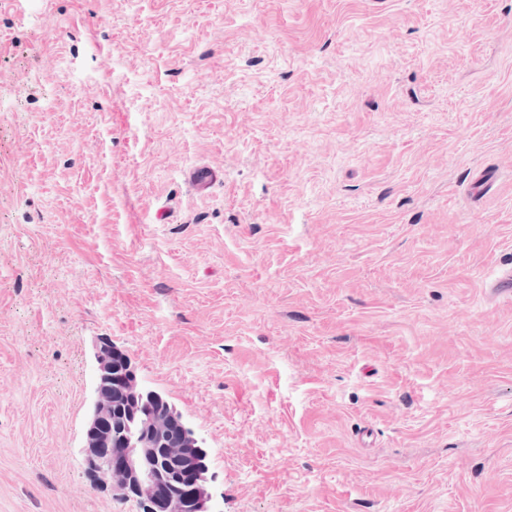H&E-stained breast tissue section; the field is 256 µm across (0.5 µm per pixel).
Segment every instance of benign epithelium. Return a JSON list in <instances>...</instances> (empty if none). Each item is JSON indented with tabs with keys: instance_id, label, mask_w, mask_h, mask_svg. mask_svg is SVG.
<instances>
[{
	"instance_id": "obj_1",
	"label": "benign epithelium",
	"mask_w": 512,
	"mask_h": 512,
	"mask_svg": "<svg viewBox=\"0 0 512 512\" xmlns=\"http://www.w3.org/2000/svg\"><path fill=\"white\" fill-rule=\"evenodd\" d=\"M115 348H96V387L89 405L84 453L101 485L136 498L144 512H176L183 494L193 512H218L209 491L208 452L172 407L150 412L161 395L143 386L128 355L113 366Z\"/></svg>"
}]
</instances>
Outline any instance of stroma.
Masks as SVG:
<instances>
[{"label": "stroma", "mask_w": 512, "mask_h": 512, "mask_svg": "<svg viewBox=\"0 0 512 512\" xmlns=\"http://www.w3.org/2000/svg\"><path fill=\"white\" fill-rule=\"evenodd\" d=\"M511 266L512 0H0V512H142L103 340L220 512H512ZM110 345L96 347V387L89 405L83 448L89 469L101 485L121 498H136L145 512H176L178 494L188 499L190 512H219L209 491L211 476L208 452L185 425L181 414L167 410L151 413L148 404L162 396L143 386L130 357L123 355L115 368ZM125 405L124 416L116 403ZM178 433L179 436L175 437ZM164 437V454L181 461L200 456L199 463L182 464L170 475L163 474L157 459L158 440Z\"/></svg>", "instance_id": "35a3bbf8"}]
</instances>
